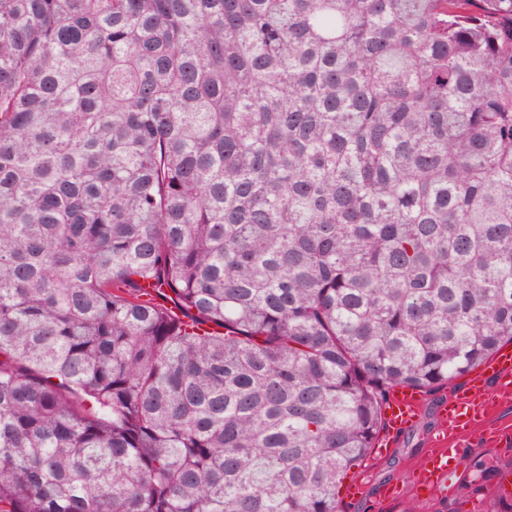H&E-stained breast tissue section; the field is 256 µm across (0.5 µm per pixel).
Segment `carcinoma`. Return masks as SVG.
<instances>
[{
    "mask_svg": "<svg viewBox=\"0 0 512 512\" xmlns=\"http://www.w3.org/2000/svg\"><path fill=\"white\" fill-rule=\"evenodd\" d=\"M511 342L512 0H0V512H342Z\"/></svg>",
    "mask_w": 512,
    "mask_h": 512,
    "instance_id": "carcinoma-1",
    "label": "carcinoma"
}]
</instances>
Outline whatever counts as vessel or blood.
<instances>
[{
	"label": "vessel or blood",
	"mask_w": 512,
	"mask_h": 512,
	"mask_svg": "<svg viewBox=\"0 0 512 512\" xmlns=\"http://www.w3.org/2000/svg\"><path fill=\"white\" fill-rule=\"evenodd\" d=\"M511 400L512 345L507 343L468 374L465 383L440 404L437 432L448 445L433 449L412 473L410 482L415 493L433 498L449 487L458 474L462 438L503 402ZM422 403V390L410 386L391 389L382 411L384 429L374 442L372 457L385 458L396 448L400 435L417 423Z\"/></svg>",
	"instance_id": "1"
}]
</instances>
